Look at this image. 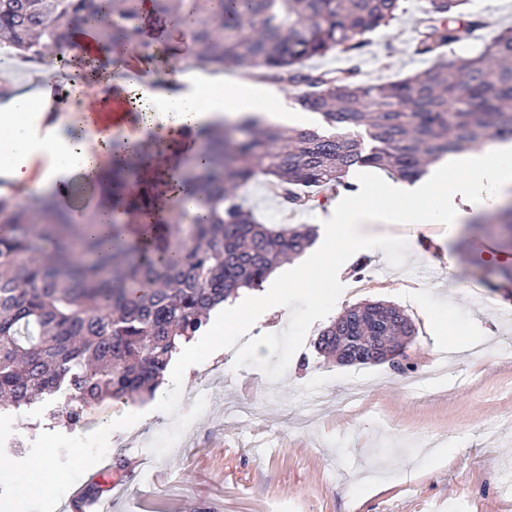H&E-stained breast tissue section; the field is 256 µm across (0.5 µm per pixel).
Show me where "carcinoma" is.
I'll list each match as a JSON object with an SVG mask.
<instances>
[{
    "instance_id": "carcinoma-1",
    "label": "carcinoma",
    "mask_w": 512,
    "mask_h": 512,
    "mask_svg": "<svg viewBox=\"0 0 512 512\" xmlns=\"http://www.w3.org/2000/svg\"><path fill=\"white\" fill-rule=\"evenodd\" d=\"M467 0H427L417 50L440 56L460 40L449 19ZM0 0V36L23 60L74 44L81 29L103 52L142 46L150 18L168 31L166 64L234 66L248 78L304 87L302 108L323 128H288L247 117L228 126L187 130L200 151L178 175L161 178L112 208L144 216L155 195L173 196L174 223L145 225L146 238L120 241L97 210L73 214L57 200L0 197V400L15 407L71 399L70 425L104 398L153 395L182 340L200 333L210 308L242 288L262 287L279 263L312 243L307 227L263 224L237 189L257 178L286 211L312 205L299 192L353 189L354 168L419 177L444 155L512 140V28L475 55L384 83L358 80L356 68L321 70L306 62L361 48L390 24L400 0ZM369 303L347 308L320 335L335 354L373 337L395 346L412 326L388 306L391 325L374 321Z\"/></svg>"
}]
</instances>
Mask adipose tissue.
I'll use <instances>...</instances> for the list:
<instances>
[{"label": "adipose tissue", "instance_id": "obj_1", "mask_svg": "<svg viewBox=\"0 0 512 512\" xmlns=\"http://www.w3.org/2000/svg\"><path fill=\"white\" fill-rule=\"evenodd\" d=\"M72 73L73 97L79 106L53 121L47 118L52 92L49 83L38 79L17 82L0 92L1 128L13 125L18 116L27 118L24 138L8 142L9 160L0 164L1 195H64L78 180L99 195L100 208L105 211L112 203L113 166L136 169V181L127 185L128 193H135L142 183L155 180L161 170L178 167L183 151L173 148L172 141L182 127L233 123L257 110L250 101L248 86L221 71L203 77L171 72L160 86L151 80H130L123 85L127 108L121 117L131 121L138 133L128 138L129 149L121 154L116 150L113 128L96 127L94 113L83 104L89 85L82 76V67L74 66ZM156 133L167 141L161 166L156 163L151 142ZM460 191L471 196L476 209L494 210L512 191V141L490 151L448 156L436 163L424 184L382 182L377 193L385 197V206L376 205L374 195L369 194L344 203L328 224L326 236L329 241L356 246L360 243L356 229L362 224L428 221L460 226L470 220V212L448 204L449 198ZM280 308L279 290L272 282L216 304L210 311L206 337L182 342L173 354L176 379L189 384L192 371L203 370L207 362L222 355L225 333ZM2 477L11 479L20 500L66 480L65 474L52 469L46 458L19 476L1 464Z\"/></svg>", "mask_w": 512, "mask_h": 512}]
</instances>
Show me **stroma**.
Masks as SVG:
<instances>
[{"instance_id": "obj_1", "label": "stroma", "mask_w": 512, "mask_h": 512, "mask_svg": "<svg viewBox=\"0 0 512 512\" xmlns=\"http://www.w3.org/2000/svg\"><path fill=\"white\" fill-rule=\"evenodd\" d=\"M425 0H402L390 25L366 34L353 54L312 60L321 69L356 61L361 78L387 82L430 66L415 51V22ZM480 18L445 59L480 51L512 27V0H470ZM241 194L264 223L317 227L316 209L285 216L262 182ZM362 250L337 248L321 294L282 286L287 318L269 316L266 355H249V331L224 337V356L202 375L204 406L186 403L177 381L164 383L153 416L132 434L94 440L76 451L65 430L52 442L26 432L28 407L0 410V457L25 471L42 457L68 475L24 502L0 499V512H69L75 491L100 484L112 512H157L162 495L182 512H512V293L483 289L494 268H512L495 218L474 233L447 225L363 224ZM384 301L414 332L403 357L343 365L317 348L320 333L347 307ZM447 356L439 384L425 374ZM366 396L348 406L352 383ZM441 439L452 455L422 464L414 441Z\"/></svg>"}]
</instances>
